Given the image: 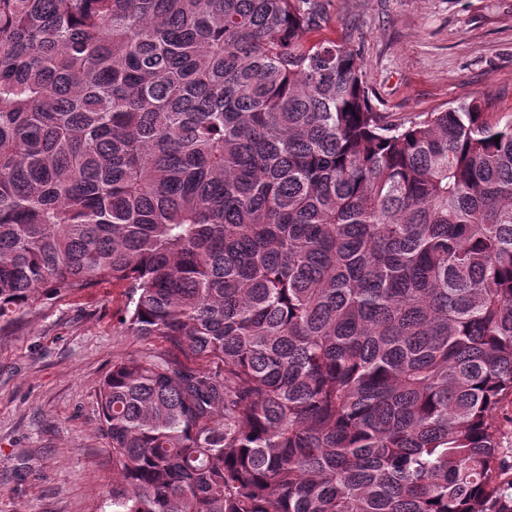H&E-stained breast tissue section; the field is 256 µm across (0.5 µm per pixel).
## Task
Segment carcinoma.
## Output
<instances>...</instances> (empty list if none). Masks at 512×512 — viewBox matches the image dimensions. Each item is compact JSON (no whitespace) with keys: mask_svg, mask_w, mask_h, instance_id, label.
Instances as JSON below:
<instances>
[{"mask_svg":"<svg viewBox=\"0 0 512 512\" xmlns=\"http://www.w3.org/2000/svg\"><path fill=\"white\" fill-rule=\"evenodd\" d=\"M320 22L0 0V322L128 289L112 512H512V114L396 123Z\"/></svg>","mask_w":512,"mask_h":512,"instance_id":"carcinoma-1","label":"carcinoma"}]
</instances>
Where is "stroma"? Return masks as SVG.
Here are the masks:
<instances>
[{
	"label": "stroma",
	"instance_id": "1",
	"mask_svg": "<svg viewBox=\"0 0 512 512\" xmlns=\"http://www.w3.org/2000/svg\"><path fill=\"white\" fill-rule=\"evenodd\" d=\"M311 37L349 42L377 111L401 122L473 98L512 113V0H319ZM127 294L102 283L0 325V512H110L99 391Z\"/></svg>",
	"mask_w": 512,
	"mask_h": 512
}]
</instances>
